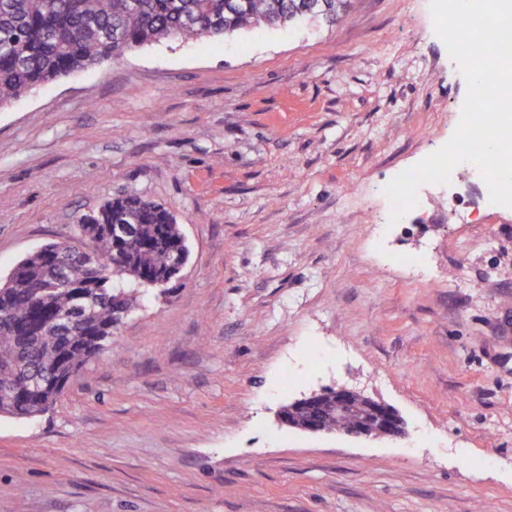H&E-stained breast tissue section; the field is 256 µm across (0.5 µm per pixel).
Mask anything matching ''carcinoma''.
I'll return each instance as SVG.
<instances>
[{
    "mask_svg": "<svg viewBox=\"0 0 512 512\" xmlns=\"http://www.w3.org/2000/svg\"><path fill=\"white\" fill-rule=\"evenodd\" d=\"M349 0L306 11V0H0V105L72 72L116 60L126 51L162 40L223 37L252 26H279L288 14L336 21ZM79 233L96 240L89 256L79 248L65 258L70 280L86 283L84 298L59 285L43 246L22 259L0 288V414L32 418L56 404L68 383L114 339L139 294L183 243L180 225L162 205L117 195L77 217ZM105 224L154 229L112 247ZM69 316L72 325L54 324ZM322 392L312 405L289 412L296 421L321 417L328 431L348 433L369 420L364 402L336 414Z\"/></svg>",
    "mask_w": 512,
    "mask_h": 512,
    "instance_id": "cac0c4a2",
    "label": "carcinoma"
}]
</instances>
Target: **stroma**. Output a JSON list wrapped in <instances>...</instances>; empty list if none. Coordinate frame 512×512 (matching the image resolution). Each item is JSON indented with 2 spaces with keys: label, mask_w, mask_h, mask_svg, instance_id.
Instances as JSON below:
<instances>
[{
  "label": "stroma",
  "mask_w": 512,
  "mask_h": 512,
  "mask_svg": "<svg viewBox=\"0 0 512 512\" xmlns=\"http://www.w3.org/2000/svg\"><path fill=\"white\" fill-rule=\"evenodd\" d=\"M465 96L429 0H351L1 107L0 281L119 193L174 214L190 257L53 408L0 416V512H512V208L464 182L371 227ZM329 387L405 435L278 423Z\"/></svg>",
  "instance_id": "stroma-1"
}]
</instances>
